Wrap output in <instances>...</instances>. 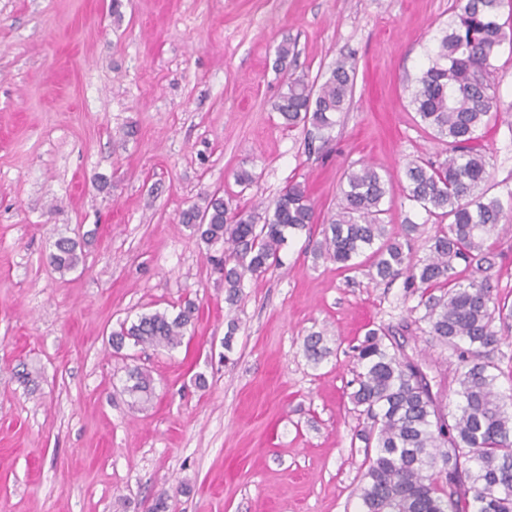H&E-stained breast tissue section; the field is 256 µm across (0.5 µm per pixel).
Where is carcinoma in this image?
I'll use <instances>...</instances> for the list:
<instances>
[{
	"mask_svg": "<svg viewBox=\"0 0 512 512\" xmlns=\"http://www.w3.org/2000/svg\"><path fill=\"white\" fill-rule=\"evenodd\" d=\"M501 4L454 0L448 26L411 92L420 125L446 145L436 159H414L405 168L406 199L437 223L424 256H412L410 240L420 225L411 218L405 219L404 240L389 236L382 219L387 180L366 164L347 172L339 208L313 245L315 258L344 271L368 257L377 284L404 279L424 309L427 335L452 347L459 362L453 375L432 376L420 353L407 354L406 342L380 328L368 330L354 347L350 398L369 424L362 439L377 448L357 489L360 512H512V412L498 390L497 366L485 359L502 340L496 323L512 318V308L493 293L486 276L507 213L501 198L485 188L488 162L481 144L482 130L503 112L491 84L492 61L507 40ZM354 76V62L343 58L319 83L288 79L275 103L283 125L332 129L351 97ZM182 222L208 244H227L219 271L231 310L243 300L245 277L256 280L281 265L288 238L311 231L315 213L305 188L294 183L262 212L232 209L214 193L205 207L183 211ZM78 247L76 239L59 237L50 264L75 269ZM460 266L471 275H462ZM198 312L186 299L173 315L143 313L121 322L110 344L117 354L129 344L175 349ZM303 345L316 364L330 353L321 332L308 334ZM123 391L133 405H144L153 397V379L141 367H129Z\"/></svg>",
	"mask_w": 512,
	"mask_h": 512,
	"instance_id": "1",
	"label": "carcinoma"
}]
</instances>
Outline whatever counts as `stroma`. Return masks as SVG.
<instances>
[{
	"label": "stroma",
	"instance_id": "stroma-1",
	"mask_svg": "<svg viewBox=\"0 0 512 512\" xmlns=\"http://www.w3.org/2000/svg\"><path fill=\"white\" fill-rule=\"evenodd\" d=\"M452 3L0 0V512H147L160 498L168 512H358L353 346L383 327L451 371L453 350L428 340L402 281L314 258L302 233L282 266L246 280L225 351L224 245L181 214L214 193L268 204L298 183L323 225L346 171L367 163L388 181L389 232L421 223L422 254L435 224L403 171L445 147L409 100ZM348 55L353 93L329 138L285 129L274 103L288 79ZM484 143L498 194L512 117ZM74 232L81 261L57 272L48 255ZM186 297L200 317L180 347L113 354L117 322ZM312 331L330 349L317 364ZM132 365L154 379L143 408L123 391Z\"/></svg>",
	"mask_w": 512,
	"mask_h": 512
}]
</instances>
